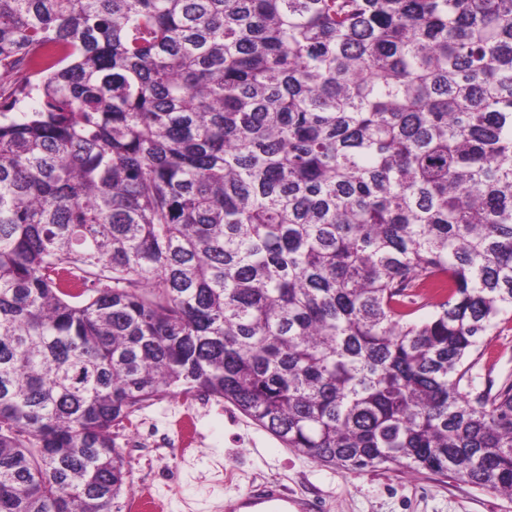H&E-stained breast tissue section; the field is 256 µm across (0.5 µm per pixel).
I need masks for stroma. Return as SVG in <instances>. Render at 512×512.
Returning <instances> with one entry per match:
<instances>
[{"label":"stroma","mask_w":512,"mask_h":512,"mask_svg":"<svg viewBox=\"0 0 512 512\" xmlns=\"http://www.w3.org/2000/svg\"><path fill=\"white\" fill-rule=\"evenodd\" d=\"M472 375L479 391L512 379V321L500 324ZM186 413L193 417L189 447H128L132 426L170 434ZM114 435L130 489L163 502L165 512H224L225 494L272 480L321 500L324 512H512V498L446 474H415L395 465L348 473L315 462L284 447L228 403L212 401L193 411L182 397L165 395Z\"/></svg>","instance_id":"35a3bbf8"}]
</instances>
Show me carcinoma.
I'll use <instances>...</instances> for the list:
<instances>
[{
	"label": "carcinoma",
	"mask_w": 512,
	"mask_h": 512,
	"mask_svg": "<svg viewBox=\"0 0 512 512\" xmlns=\"http://www.w3.org/2000/svg\"><path fill=\"white\" fill-rule=\"evenodd\" d=\"M8 91L0 512H120L163 392L512 497V0H0ZM497 335L489 336L485 355L472 371L477 391L491 384L496 389L506 379H512V321H502Z\"/></svg>",
	"instance_id": "carcinoma-1"
}]
</instances>
